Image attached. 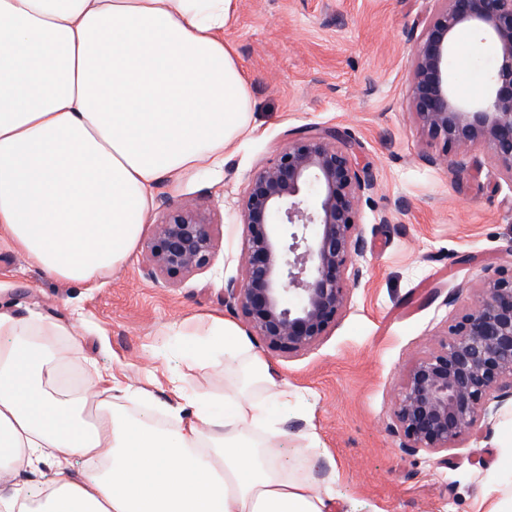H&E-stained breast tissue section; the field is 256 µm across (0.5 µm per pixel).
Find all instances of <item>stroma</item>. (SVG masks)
<instances>
[{
    "label": "stroma",
    "mask_w": 512,
    "mask_h": 512,
    "mask_svg": "<svg viewBox=\"0 0 512 512\" xmlns=\"http://www.w3.org/2000/svg\"><path fill=\"white\" fill-rule=\"evenodd\" d=\"M434 0H236L223 38L234 47L251 90L255 130L177 184L161 180L150 222L130 259L89 288L47 276L23 255L0 248V305L40 315L83 338L67 360L88 361L122 384L176 405L173 380L217 400L238 390L261 400L241 361L216 352L209 367L189 366L186 335L208 315L235 319L224 287L240 279L245 229L240 202L253 173L271 162L290 132L330 126L361 146L376 182L360 204L367 242L363 277L336 327L308 353L262 354L291 393L279 415L285 451H305L311 477L335 474L332 512H512V412L489 430L439 453L406 452L393 409L414 362L473 299L491 269L512 263V184L483 149L465 166L423 162L437 148L410 110L413 44ZM476 37L459 40L448 69L456 95L475 98L491 72ZM207 198L218 249L209 269L177 280L142 271L146 239L174 209ZM406 204L396 212V200ZM382 214L390 223H379Z\"/></svg>",
    "instance_id": "1"
}]
</instances>
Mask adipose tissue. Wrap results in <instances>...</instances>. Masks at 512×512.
<instances>
[{"mask_svg": "<svg viewBox=\"0 0 512 512\" xmlns=\"http://www.w3.org/2000/svg\"><path fill=\"white\" fill-rule=\"evenodd\" d=\"M235 8L0 0V246L88 286L130 258L158 180L220 163L252 129L249 84L220 36ZM205 333L269 392L217 405L174 386L176 423L161 429L122 407L149 391L92 363L83 388L60 396L57 339L76 348L81 336L0 307V477L42 463L56 472L41 503L18 487L0 494V512H330V495L283 460L274 412L287 383L233 321L211 318Z\"/></svg>", "mask_w": 512, "mask_h": 512, "instance_id": "1", "label": "adipose tissue"}]
</instances>
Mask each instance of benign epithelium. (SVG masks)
Returning <instances> with one entry per match:
<instances>
[{
    "label": "benign epithelium",
    "mask_w": 512,
    "mask_h": 512,
    "mask_svg": "<svg viewBox=\"0 0 512 512\" xmlns=\"http://www.w3.org/2000/svg\"><path fill=\"white\" fill-rule=\"evenodd\" d=\"M414 43L411 110L431 142L432 165L461 166L482 147L512 184V0H436ZM490 47L496 66L480 95L454 92L448 57L458 30ZM359 145L330 127L293 134L275 160L251 177L242 204L246 229L241 280L224 299L275 354L315 349L336 326L358 283L366 242L359 206L375 188ZM205 204L170 212L146 244L143 271L174 278L215 257ZM293 297L289 303L287 297ZM512 400V268H497L438 347L410 369L394 407L403 449L440 451L488 426Z\"/></svg>",
    "instance_id": "benign-epithelium-1"
}]
</instances>
